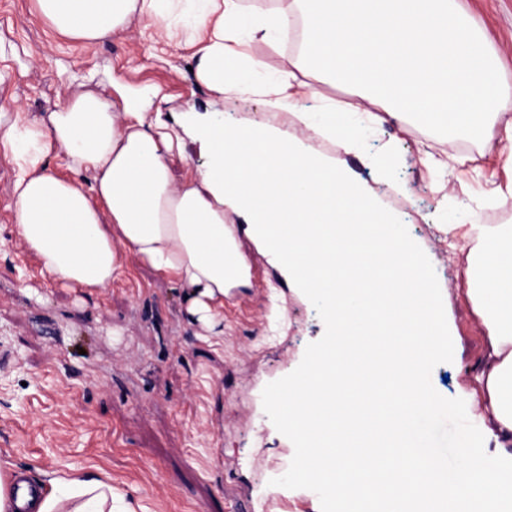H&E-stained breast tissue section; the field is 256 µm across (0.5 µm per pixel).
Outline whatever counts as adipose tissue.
Instances as JSON below:
<instances>
[{
    "label": "adipose tissue",
    "instance_id": "1",
    "mask_svg": "<svg viewBox=\"0 0 512 512\" xmlns=\"http://www.w3.org/2000/svg\"><path fill=\"white\" fill-rule=\"evenodd\" d=\"M181 0H33L57 33L88 45L132 19L169 36ZM201 45L197 78L209 90L262 96L297 127L363 151L364 130L415 117L429 131L487 147L502 123L512 166V88L481 31L453 0H288L257 18L240 0H190ZM301 27L295 71L278 88L245 83L237 45L267 41L271 30ZM310 77L302 95L296 71ZM349 87L355 102L324 103L314 80ZM187 135L208 155L206 168L176 177L171 133L132 107L115 112L92 92L67 96L57 110L0 124V147L15 168V234L53 278L108 288L127 258L172 276L191 313L221 318L226 289L250 276L240 249L248 237L288 279L311 289L334 322L329 347L277 393L286 432L308 480L338 512H512V225H470L468 293L488 335L475 381L478 419L503 458L489 470L470 440L455 476L409 451L416 416L441 400L423 384L446 348L448 327L432 276L398 224L352 176L286 131L201 120ZM57 149L72 177L45 166ZM238 223H231L229 215ZM0 512H112V485L95 474L54 477L21 496L0 474Z\"/></svg>",
    "mask_w": 512,
    "mask_h": 512
}]
</instances>
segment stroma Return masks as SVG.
<instances>
[{"label": "stroma", "mask_w": 512, "mask_h": 512, "mask_svg": "<svg viewBox=\"0 0 512 512\" xmlns=\"http://www.w3.org/2000/svg\"><path fill=\"white\" fill-rule=\"evenodd\" d=\"M499 53L512 86V0H459ZM172 38L132 20L89 46L54 32L32 0H0V121L56 110L92 90L113 102H144L171 126L198 117L227 124L277 125L292 117L246 94H216L193 72L192 29ZM263 78L276 83L299 50L284 32L250 43ZM392 144L397 161L377 178L371 158ZM309 148L346 167L413 241L438 290L448 349L425 385L441 407L417 417L414 445L456 473L462 434L471 431L474 375L488 348L467 292L465 253L446 224H479L499 207L512 225V198L488 191L512 182L498 149L436 135L408 121L366 134L363 153L334 141ZM456 157L451 176L425 165L424 152ZM14 169L0 151V472L30 480L102 470L114 512H330L328 496L298 472L293 442L273 396L332 334L316 297L295 287L251 241L242 250L250 284L224 294L219 326L191 320L183 291L166 275L129 260L109 288L66 286L43 274L12 224Z\"/></svg>", "instance_id": "stroma-1"}]
</instances>
